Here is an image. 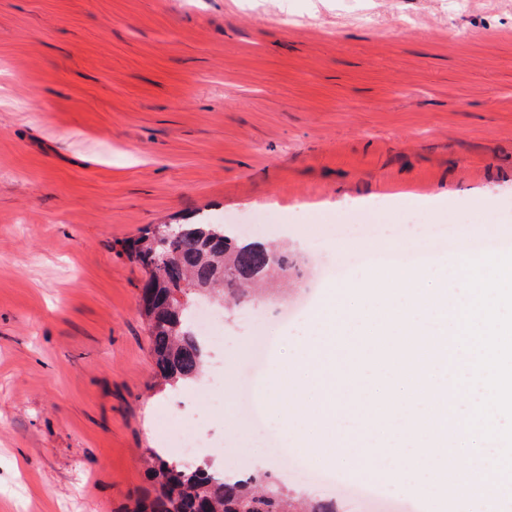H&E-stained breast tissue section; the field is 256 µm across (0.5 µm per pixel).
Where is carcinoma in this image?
Instances as JSON below:
<instances>
[{"label": "carcinoma", "mask_w": 512, "mask_h": 512, "mask_svg": "<svg viewBox=\"0 0 512 512\" xmlns=\"http://www.w3.org/2000/svg\"><path fill=\"white\" fill-rule=\"evenodd\" d=\"M171 246L172 263L161 278L141 288L139 311L147 323L151 353L162 383L189 388L203 377L210 354L195 332L190 312L196 300L239 303L261 283L288 276V250L246 241L228 224H184ZM127 255L151 269L159 249L147 229L125 243ZM147 475L153 495L128 512H297L288 488L259 475L242 477L210 462L186 468L154 452Z\"/></svg>", "instance_id": "1"}]
</instances>
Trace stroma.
<instances>
[{
    "mask_svg": "<svg viewBox=\"0 0 512 512\" xmlns=\"http://www.w3.org/2000/svg\"><path fill=\"white\" fill-rule=\"evenodd\" d=\"M476 205L512 225V0H0V512H125L151 491L158 414L186 412L221 468L341 499L363 471L304 473L330 440L274 457L240 426L266 378L244 314L288 360L375 274L315 289L319 267ZM196 222L296 262L288 291L225 310L218 405L159 391L147 272L122 247Z\"/></svg>",
    "mask_w": 512,
    "mask_h": 512,
    "instance_id": "obj_1",
    "label": "stroma"
}]
</instances>
